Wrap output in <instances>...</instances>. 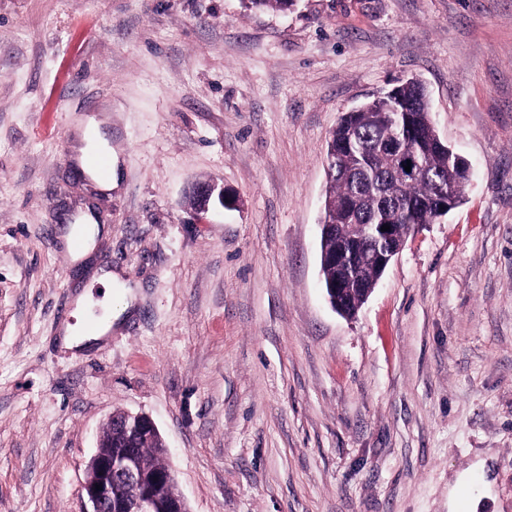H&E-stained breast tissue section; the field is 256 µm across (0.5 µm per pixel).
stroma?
I'll return each mask as SVG.
<instances>
[{
    "label": "stroma",
    "instance_id": "35a3bbf8",
    "mask_svg": "<svg viewBox=\"0 0 512 512\" xmlns=\"http://www.w3.org/2000/svg\"><path fill=\"white\" fill-rule=\"evenodd\" d=\"M410 78L473 177L348 319L327 143ZM86 116L108 197L73 157ZM198 182L231 206L197 214ZM100 268L133 313L65 349ZM116 410L153 419L190 512H448L463 473L512 512V0H0V512H83Z\"/></svg>",
    "mask_w": 512,
    "mask_h": 512
}]
</instances>
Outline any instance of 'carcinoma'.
Segmentation results:
<instances>
[{"label":"carcinoma","instance_id":"carcinoma-1","mask_svg":"<svg viewBox=\"0 0 512 512\" xmlns=\"http://www.w3.org/2000/svg\"><path fill=\"white\" fill-rule=\"evenodd\" d=\"M245 7L285 11L294 0H244ZM400 97L413 108L414 125L424 139L418 145L416 175L407 174L396 162V149L389 146L396 127L392 110L369 101L347 115L333 130L328 143L332 152L324 214L330 228L324 246L343 248L346 263L323 269L325 281L340 278L348 288L360 287V281L378 277L371 265L374 242L370 225L396 224L408 230L415 224H432L439 218L438 196L441 185L456 200H461L469 180L466 174L448 179V150L428 130L432 124L424 86L407 81L399 87ZM355 199L354 211L346 204ZM137 452L147 470L165 469L164 458L155 443L140 438Z\"/></svg>","mask_w":512,"mask_h":512}]
</instances>
